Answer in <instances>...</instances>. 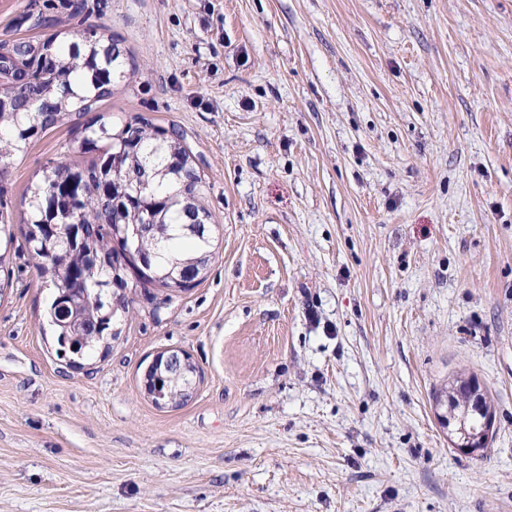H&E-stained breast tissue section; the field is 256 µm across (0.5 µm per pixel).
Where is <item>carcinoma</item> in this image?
<instances>
[{
	"instance_id": "1",
	"label": "carcinoma",
	"mask_w": 512,
	"mask_h": 512,
	"mask_svg": "<svg viewBox=\"0 0 512 512\" xmlns=\"http://www.w3.org/2000/svg\"><path fill=\"white\" fill-rule=\"evenodd\" d=\"M53 4L27 0L17 27L30 35L0 39V159L11 161L46 132L84 117L112 97L114 88L135 75L137 66L122 42L90 24L69 38L63 21L47 13ZM67 143L70 154L90 155L89 164L51 161L27 185L26 218L18 229L34 267L49 279L52 300L47 319L60 346L89 358L114 321L128 312L125 292L112 285L102 257L128 252L143 271L139 286L181 290L178 273L205 278L213 252L212 215L205 185L184 134L135 117L116 130L96 116L77 124ZM145 182L148 189L136 191ZM192 224L205 225L197 234ZM12 217L0 211V290L10 286ZM72 300L58 312V298ZM196 369L184 377L160 379L158 407L187 403L185 387L195 386ZM457 415L475 425L463 399L448 388Z\"/></svg>"
}]
</instances>
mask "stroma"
Here are the masks:
<instances>
[{
    "label": "stroma",
    "instance_id": "stroma-1",
    "mask_svg": "<svg viewBox=\"0 0 512 512\" xmlns=\"http://www.w3.org/2000/svg\"><path fill=\"white\" fill-rule=\"evenodd\" d=\"M140 67L100 102L187 137L216 254L80 360L23 239L0 294V512H512V0H88ZM14 157L0 206L63 157ZM197 367L157 408L160 352ZM494 399L481 455L433 394ZM470 374H461L457 376L453 382L454 387L464 379L466 376V384L471 398L474 402L478 403L479 409L476 411L483 417L481 428L476 431L474 428H470L468 431L465 427V417H456L454 414L448 413L447 401L437 396L435 406L437 408H445L443 413H437V417L441 425L448 430V440L451 445L458 451L467 455H479L485 448H488L491 440L493 439L497 430V417L496 413L492 410H486L484 401V388L481 380L477 376H469ZM454 387L451 388V383L448 385V397L453 410L458 416H461L466 408L464 399H461L455 394Z\"/></svg>",
    "mask_w": 512,
    "mask_h": 512
}]
</instances>
